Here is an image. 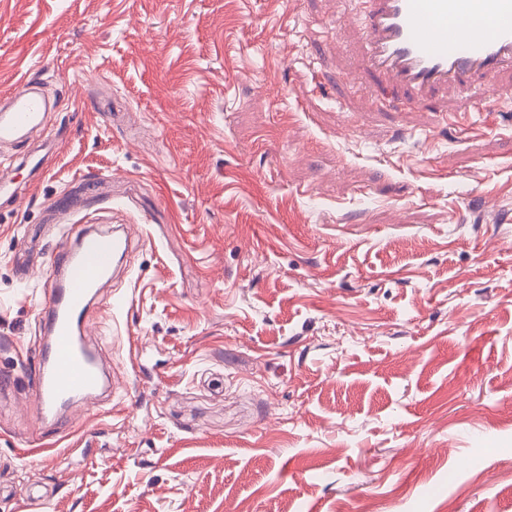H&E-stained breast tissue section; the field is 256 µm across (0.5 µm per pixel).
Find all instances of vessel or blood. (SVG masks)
<instances>
[{"label": "vessel or blood", "instance_id": "b4317fda", "mask_svg": "<svg viewBox=\"0 0 512 512\" xmlns=\"http://www.w3.org/2000/svg\"><path fill=\"white\" fill-rule=\"evenodd\" d=\"M476 13L496 19L492 34L461 25L462 17ZM364 26L371 68L392 86L415 90L411 108L420 93L512 68V0H367ZM49 109L34 80L22 78L0 105V140L40 136ZM129 250L122 225L110 232L83 230L54 257L50 297L38 312L43 343L30 393L46 425L109 388V366L88 341L87 315Z\"/></svg>", "mask_w": 512, "mask_h": 512}]
</instances>
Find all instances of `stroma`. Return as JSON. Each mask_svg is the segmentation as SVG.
Instances as JSON below:
<instances>
[{
    "instance_id": "35a3bbf8",
    "label": "stroma",
    "mask_w": 512,
    "mask_h": 512,
    "mask_svg": "<svg viewBox=\"0 0 512 512\" xmlns=\"http://www.w3.org/2000/svg\"><path fill=\"white\" fill-rule=\"evenodd\" d=\"M362 10L0 0V95L53 107L0 143V512L35 477L39 512H512V71L393 109ZM83 224L138 233L88 315L116 391L50 433L26 370Z\"/></svg>"
}]
</instances>
